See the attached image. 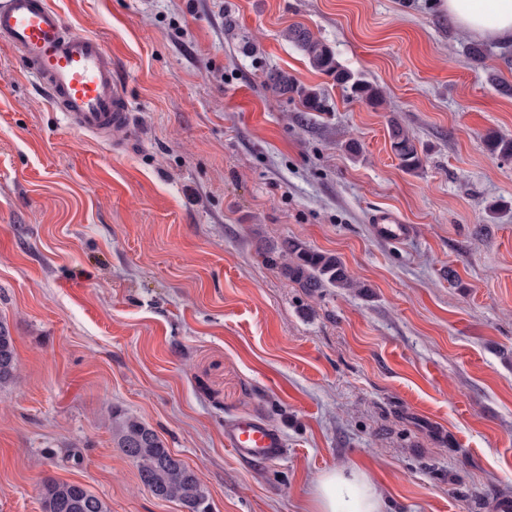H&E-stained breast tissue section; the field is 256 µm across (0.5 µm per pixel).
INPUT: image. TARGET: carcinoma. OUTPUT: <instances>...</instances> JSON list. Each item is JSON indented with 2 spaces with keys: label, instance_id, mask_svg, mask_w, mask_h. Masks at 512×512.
<instances>
[{
  "label": "carcinoma",
  "instance_id": "carcinoma-1",
  "mask_svg": "<svg viewBox=\"0 0 512 512\" xmlns=\"http://www.w3.org/2000/svg\"><path fill=\"white\" fill-rule=\"evenodd\" d=\"M283 37L297 47L316 71L333 79L342 92L367 103L382 99L381 90L364 76L347 69L335 51L313 36L301 24L288 26ZM268 85L280 94H297L306 110L323 112L321 96L297 85L285 71L268 73ZM489 150L503 158H512V138L494 133L486 137ZM391 150L402 168L417 172L422 167L415 142L397 120L390 121ZM281 272L299 287L315 292L323 288H359L361 284L348 273L342 260L328 252L314 250L299 240H286ZM17 357L14 338L7 326L0 323V389L15 383ZM112 434L117 446L136 465L142 484L157 498L179 502L186 512H210L207 489L196 472L166 448L156 431L131 416L112 420ZM42 512H109L107 504L83 485L47 479L41 490Z\"/></svg>",
  "mask_w": 512,
  "mask_h": 512
}]
</instances>
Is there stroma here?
Listing matches in <instances>:
<instances>
[{
  "label": "stroma",
  "mask_w": 512,
  "mask_h": 512,
  "mask_svg": "<svg viewBox=\"0 0 512 512\" xmlns=\"http://www.w3.org/2000/svg\"><path fill=\"white\" fill-rule=\"evenodd\" d=\"M112 54L130 109L110 139L66 123L0 46V512H42L45 479L110 512L156 498L112 435L152 427L212 512H303L354 465L382 512L512 501V96L468 59L437 0H50ZM301 24L378 85L342 95L283 38ZM288 72L323 112L267 86ZM423 159L404 170L391 120ZM498 205L490 214L489 205ZM395 212L416 234L376 238ZM336 254L354 290L280 273L284 240ZM259 417L288 451L238 458ZM372 232L381 240L390 242H407L414 238L415 227L403 224L402 219L390 211H378L372 218ZM17 357L14 338L7 326L0 323V389L15 383ZM224 445L236 455L252 461H275L286 451L283 433L255 417H244L224 424Z\"/></svg>",
  "instance_id": "1"
}]
</instances>
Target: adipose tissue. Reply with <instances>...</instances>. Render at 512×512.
I'll return each instance as SVG.
<instances>
[{
	"label": "adipose tissue",
	"mask_w": 512,
	"mask_h": 512,
	"mask_svg": "<svg viewBox=\"0 0 512 512\" xmlns=\"http://www.w3.org/2000/svg\"><path fill=\"white\" fill-rule=\"evenodd\" d=\"M441 10L467 34L486 40L512 41V0H440ZM312 512H381L377 487L358 467L323 473L310 499Z\"/></svg>",
	"instance_id": "obj_1"
}]
</instances>
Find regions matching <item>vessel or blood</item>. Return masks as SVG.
<instances>
[{"mask_svg":"<svg viewBox=\"0 0 512 512\" xmlns=\"http://www.w3.org/2000/svg\"><path fill=\"white\" fill-rule=\"evenodd\" d=\"M0 45L16 50L27 73L45 89L51 105L82 133L109 138L127 125L129 108L112 75V55L95 36L73 31L49 0H0ZM379 239L407 242L413 225L390 211L372 217ZM224 444L252 461L280 459L287 447L283 433L255 417L224 426Z\"/></svg>","mask_w":512,"mask_h":512,"instance_id":"obj_1","label":"vessel or blood"}]
</instances>
